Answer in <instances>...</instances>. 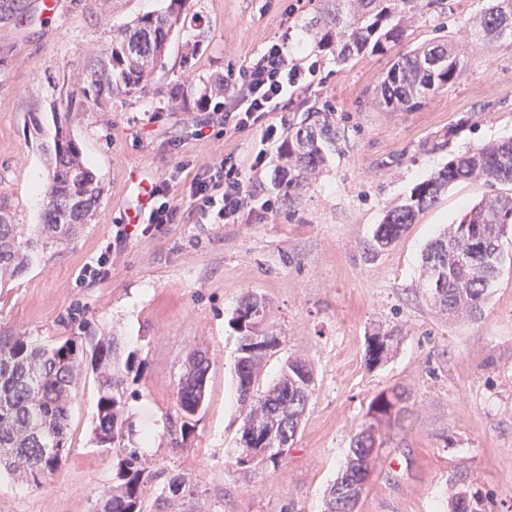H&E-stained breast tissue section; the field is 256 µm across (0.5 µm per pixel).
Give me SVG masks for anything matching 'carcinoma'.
Here are the masks:
<instances>
[{
  "instance_id": "1",
  "label": "carcinoma",
  "mask_w": 512,
  "mask_h": 512,
  "mask_svg": "<svg viewBox=\"0 0 512 512\" xmlns=\"http://www.w3.org/2000/svg\"><path fill=\"white\" fill-rule=\"evenodd\" d=\"M315 16L306 28L309 41L321 51L345 62L366 52L385 49L402 38L407 23L427 21L433 15L452 14L454 0H311ZM189 0H169L162 12H147L128 25L112 29L108 46L96 51L95 67L88 74L90 87L107 86L112 95L132 97L153 72L163 67L165 42L183 19ZM37 12L27 0H0V22L31 25ZM512 28V0H487L471 22L470 44L480 50ZM207 39L197 25L185 41L183 65L192 66ZM465 49L453 43L430 44L403 55L380 82L375 96L387 107H409L428 94L459 81L465 71ZM445 59L432 72L428 60ZM224 94V79L204 84L196 103ZM288 122V134L276 151L278 186L288 199L311 184L329 153L346 142L345 129L332 109L304 108ZM52 173L46 184L47 207L42 224H12L0 213V288L23 277L35 265H47L67 246L99 194L95 175L82 164L81 149L68 129L55 125L45 145ZM476 183L491 188L453 224L432 239L422 257L421 285L434 308L457 317L482 316L491 288L500 275L503 239L512 234V138L481 144L448 160L428 179L417 184L403 203L388 210L373 234V247L387 248L429 208L449 186ZM231 325L237 333L236 378L239 392L240 437L232 457L235 470L245 474L259 469L278 470L288 449L263 443L269 433L295 439L315 390L314 373L302 357L283 358L277 381L261 386L262 367L271 356L254 350L269 333L283 347L286 339L275 330L273 311L265 298L245 295ZM398 329L380 330L367 337L369 364L386 363L398 343ZM110 336L91 347L76 339L45 344L28 336L0 334V470L20 471L28 485L42 487L59 469L67 448L73 394L85 363H90L98 384V412L93 430L96 447L118 459L112 486L99 494L100 512H146L145 494L157 491L154 508L175 510L183 498L186 479L173 475L164 483V471L141 452L136 430L127 416L135 392L131 385L141 375V360L134 352L120 361ZM209 364L194 360L187 378L179 379L175 413L186 439L192 421L203 406ZM406 396L382 392L369 403L366 420L351 437L336 480L328 490L324 512H347L350 499L360 500L373 467L370 450L379 445V426L398 421L406 411Z\"/></svg>"
}]
</instances>
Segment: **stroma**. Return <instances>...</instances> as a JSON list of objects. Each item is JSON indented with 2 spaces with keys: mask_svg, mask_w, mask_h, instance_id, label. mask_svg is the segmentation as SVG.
Wrapping results in <instances>:
<instances>
[{
  "mask_svg": "<svg viewBox=\"0 0 512 512\" xmlns=\"http://www.w3.org/2000/svg\"><path fill=\"white\" fill-rule=\"evenodd\" d=\"M486 0H460L444 24L409 23L400 43L345 64L315 53L305 27L311 0H190L207 40L184 68L185 33H174L143 92L129 99L87 91L93 49L112 28L164 10L167 0H59L53 18L31 26L0 22V199L19 224L44 220L30 196L49 164L34 129L62 123L96 176L100 197L83 230L47 265L34 266L0 290V332L48 344L113 336L142 359L128 415L147 436L149 459L193 489L183 512H323L324 494L345 458L370 401L397 390L408 397L402 426L385 428L356 512H450L456 479L487 512H512V237L502 273L481 320L449 319L417 289L421 256L445 225L483 193L462 182L421 214L394 244L370 247L385 212L454 156L512 136V34L490 50L468 53L463 78L421 106L372 105L399 55L426 43H461L468 19ZM288 56H320L321 85L302 91L309 105L334 106L347 145L330 155L311 185L286 198L274 168L253 172L256 127L230 129L212 98L200 112L180 111L176 88L202 86L239 70L270 42ZM273 209L263 218L207 224L188 206L190 186L224 157ZM172 185L174 223L126 234L143 205L131 171ZM111 247V273L84 269ZM248 293L272 305L290 351L312 365L315 391L278 471H228L241 425L235 385L237 338L231 319ZM398 325L402 339L387 363L369 365L366 338ZM211 365L204 409L187 445L172 448L166 427L188 353ZM98 394L85 370L71 405L68 450L40 489L0 473V512H96V493L111 485L114 461L91 442Z\"/></svg>",
  "mask_w": 512,
  "mask_h": 512,
  "instance_id": "stroma-1",
  "label": "stroma"
}]
</instances>
